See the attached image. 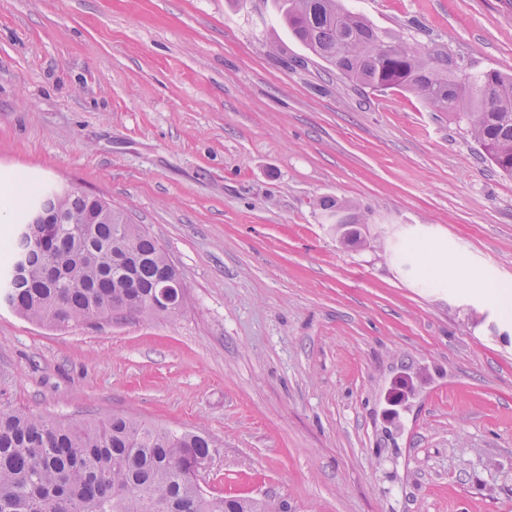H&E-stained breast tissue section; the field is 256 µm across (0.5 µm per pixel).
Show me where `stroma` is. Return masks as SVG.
Listing matches in <instances>:
<instances>
[{
    "label": "stroma",
    "mask_w": 512,
    "mask_h": 512,
    "mask_svg": "<svg viewBox=\"0 0 512 512\" xmlns=\"http://www.w3.org/2000/svg\"><path fill=\"white\" fill-rule=\"evenodd\" d=\"M342 2L512 75V0ZM0 180L107 200L184 286L62 330L0 304V406L203 431L210 492L289 512H512V176L281 0H0ZM319 207L331 223L339 224L337 229L350 230L349 224L365 223V217L357 213V206L353 203L325 198L320 200Z\"/></svg>",
    "instance_id": "1"
}]
</instances>
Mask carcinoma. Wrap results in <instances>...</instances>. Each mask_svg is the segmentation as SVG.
<instances>
[{"label":"carcinoma","instance_id":"carcinoma-1","mask_svg":"<svg viewBox=\"0 0 512 512\" xmlns=\"http://www.w3.org/2000/svg\"><path fill=\"white\" fill-rule=\"evenodd\" d=\"M288 29L344 78L376 90L414 92L433 110L466 127L491 161L512 175V76L473 72L463 59L412 47L376 30L339 0H284ZM319 207L358 243L351 224L365 223L350 202L325 198ZM47 212L39 245L21 234L9 267L22 272L0 287V303L52 328L97 318L176 313L184 294L151 297L182 283L158 241L124 213L99 212L90 196L43 188L22 201L20 224ZM213 439L197 431L147 425L124 416L64 423L0 407V512H288L253 497L215 496L196 482Z\"/></svg>","mask_w":512,"mask_h":512}]
</instances>
